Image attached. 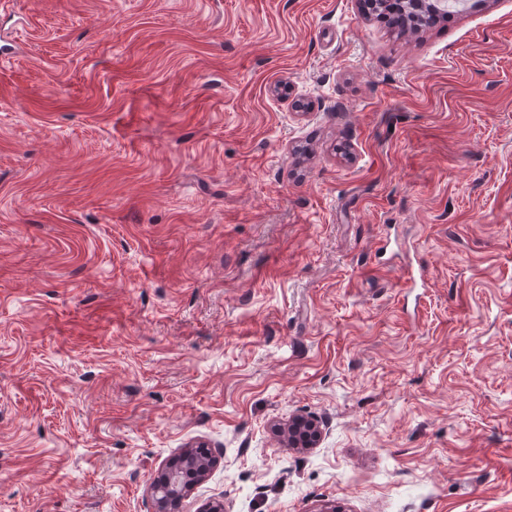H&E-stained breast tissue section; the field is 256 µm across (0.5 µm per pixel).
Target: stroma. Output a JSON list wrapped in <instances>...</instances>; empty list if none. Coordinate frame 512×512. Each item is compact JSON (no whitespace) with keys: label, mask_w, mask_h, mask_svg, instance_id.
<instances>
[{"label":"stroma","mask_w":512,"mask_h":512,"mask_svg":"<svg viewBox=\"0 0 512 512\" xmlns=\"http://www.w3.org/2000/svg\"><path fill=\"white\" fill-rule=\"evenodd\" d=\"M1 40L0 512H154L190 448L179 512H512V0H0ZM404 1V13H401L400 19L397 20L399 25L393 26L394 28H398L400 32H405L407 30L416 31L421 27H426L431 25L434 22L435 17H433L428 10L420 9L417 12L409 11L407 7L406 0ZM294 424H288V442L293 448H313L320 438L321 431L317 423L304 419H294ZM195 452L184 453L179 462L163 471L153 481L151 493L155 501L154 512H167V501L170 497L179 495L180 499L195 482L205 478L212 463L211 454L206 453L207 461L201 463L193 457Z\"/></svg>","instance_id":"obj_1"}]
</instances>
